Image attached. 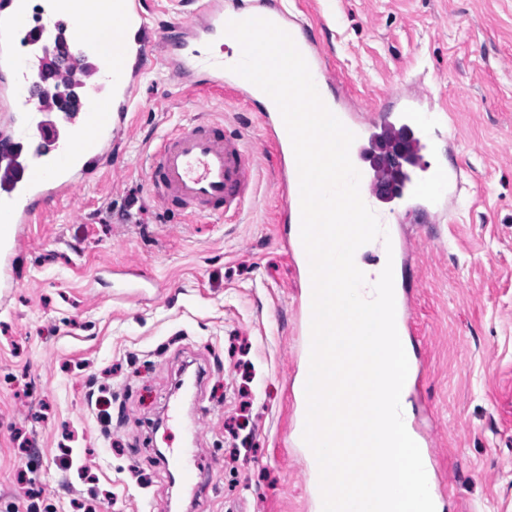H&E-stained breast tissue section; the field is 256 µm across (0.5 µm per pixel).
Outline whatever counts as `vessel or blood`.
<instances>
[{
    "label": "vessel or blood",
    "instance_id": "obj_1",
    "mask_svg": "<svg viewBox=\"0 0 512 512\" xmlns=\"http://www.w3.org/2000/svg\"><path fill=\"white\" fill-rule=\"evenodd\" d=\"M29 0H0V111L5 114L8 131L0 135V214L7 224L0 226V288L13 287L12 256L19 241L13 234L17 224H31L37 205L60 201L80 184L88 181L99 164L112 152L128 117L130 84H113L112 59L94 53L96 36L82 27L88 13L111 20L113 12L125 14L136 28L133 46H125L119 33L104 27L116 49L126 50L135 63L151 59L156 48L149 41L145 16L137 0H47L44 11L48 23L28 24ZM244 12L225 10L221 0H199L189 21L192 35L178 41L165 62L171 73L195 86H224L244 102L253 99L254 87L229 71V59L204 53L205 45L222 40L227 21L244 19ZM275 24L287 31L305 57L314 82H321L323 61L315 46L301 38V23L290 22L279 14ZM57 34L69 39L77 48L71 68L55 75L58 93H66L72 80H79L84 103L72 121L65 143L43 135L31 139L33 114L24 89L42 68L39 55L32 47L44 36ZM330 110L354 134L370 127L368 116L350 111L338 103ZM268 135L276 146L289 144L290 138L280 113L259 114ZM391 159L371 169H361L363 200L373 205L391 191L388 173ZM147 178L156 200L166 208L174 207L190 217L203 214L236 215L253 184L252 164L241 140L225 136L219 121H199L189 127L165 134L147 158ZM282 198L290 223L301 221L299 176L296 161L280 160ZM440 194L418 195L415 209L426 215L438 208L442 199L455 196L460 179L459 166L435 173ZM170 464L178 470L185 485H194L197 473L189 449L172 453Z\"/></svg>",
    "mask_w": 512,
    "mask_h": 512
}]
</instances>
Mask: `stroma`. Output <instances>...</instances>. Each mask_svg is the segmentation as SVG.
<instances>
[{
	"label": "stroma",
	"instance_id": "stroma-1",
	"mask_svg": "<svg viewBox=\"0 0 512 512\" xmlns=\"http://www.w3.org/2000/svg\"><path fill=\"white\" fill-rule=\"evenodd\" d=\"M144 2L156 37L196 8ZM224 5L299 19L328 92L360 112L418 97L444 117L422 155L432 172L460 164L459 196L393 222L413 305L408 340L425 366L410 418L444 478L439 512H512V0ZM129 111L96 180L18 229V285L0 290V512H74L79 502L95 512H315L310 458L292 437L302 269L289 257L275 147L257 108L181 84L157 63L141 71ZM203 118L223 121L254 164L250 194L226 219L164 211L146 180L149 149ZM105 383L107 426L87 403ZM190 443L194 494L171 486L157 454Z\"/></svg>",
	"mask_w": 512,
	"mask_h": 512
}]
</instances>
